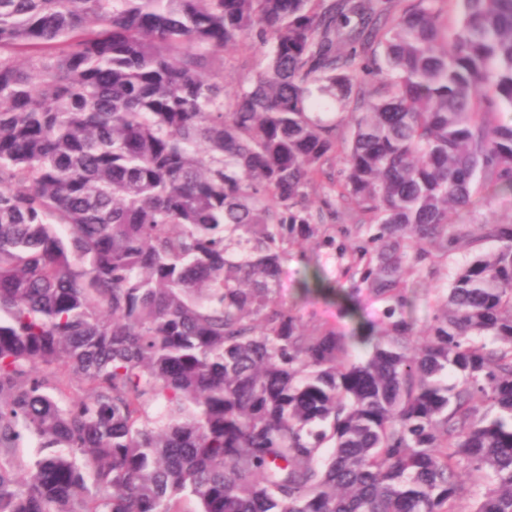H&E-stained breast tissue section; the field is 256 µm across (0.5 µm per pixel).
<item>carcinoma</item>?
I'll list each match as a JSON object with an SVG mask.
<instances>
[{
    "instance_id": "carcinoma-1",
    "label": "carcinoma",
    "mask_w": 512,
    "mask_h": 512,
    "mask_svg": "<svg viewBox=\"0 0 512 512\" xmlns=\"http://www.w3.org/2000/svg\"><path fill=\"white\" fill-rule=\"evenodd\" d=\"M441 2L0 0V512H512V224L405 313L512 189V0ZM338 202L361 362L277 292ZM265 64L263 52L245 46L224 51V87L227 91L237 86L244 76H253ZM466 222L472 237L481 239L483 223L512 224V191L486 188L473 197L468 209H451L449 224ZM495 243L482 241L472 249L448 250V258H442L438 245H428L431 256L425 264L410 269L406 275V314L421 334L430 324L438 291L449 288L459 268L470 262L477 254L489 252Z\"/></svg>"
}]
</instances>
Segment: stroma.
I'll return each mask as SVG.
<instances>
[{"mask_svg": "<svg viewBox=\"0 0 512 512\" xmlns=\"http://www.w3.org/2000/svg\"><path fill=\"white\" fill-rule=\"evenodd\" d=\"M264 64L263 53L240 46L224 53V87L233 89L240 79L253 76ZM452 224L467 223L472 237L479 239L475 249H454L441 254L438 246H430L431 256L422 266L410 269L406 275V314L416 332H423L430 324L440 290L449 288L459 268L470 262L477 253L489 252L492 242L483 240L484 223L512 224V191L483 189L466 209L448 213ZM336 227L335 249H313L309 243L289 245L282 264L278 293L280 299L301 319L304 325L321 324L337 327L344 334L359 332L362 325L380 310V303L367 293L352 296L356 280L346 276L345 269L353 261V243L375 234L372 226L355 223L344 207H337L332 219ZM319 268L320 280L311 288L301 283L309 277L312 268Z\"/></svg>", "mask_w": 512, "mask_h": 512, "instance_id": "stroma-1", "label": "stroma"}]
</instances>
